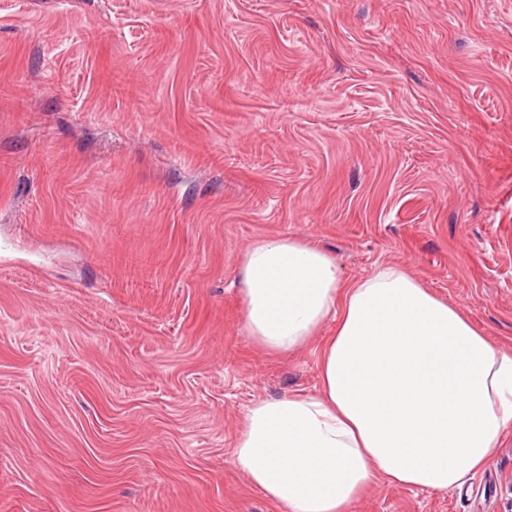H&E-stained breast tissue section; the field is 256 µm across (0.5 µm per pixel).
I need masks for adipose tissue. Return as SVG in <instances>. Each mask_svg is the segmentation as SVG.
<instances>
[{
    "instance_id": "obj_1",
    "label": "adipose tissue",
    "mask_w": 512,
    "mask_h": 512,
    "mask_svg": "<svg viewBox=\"0 0 512 512\" xmlns=\"http://www.w3.org/2000/svg\"><path fill=\"white\" fill-rule=\"evenodd\" d=\"M242 276L244 327L268 353L336 323L316 393L255 401L233 450L284 512H350L380 481L459 489L512 437V351L398 268L347 284L327 254L281 237L253 241Z\"/></svg>"
}]
</instances>
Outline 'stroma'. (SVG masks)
<instances>
[{"instance_id": "35a3bbf8", "label": "stroma", "mask_w": 512, "mask_h": 512, "mask_svg": "<svg viewBox=\"0 0 512 512\" xmlns=\"http://www.w3.org/2000/svg\"><path fill=\"white\" fill-rule=\"evenodd\" d=\"M279 237L512 350V0H0V512H282L233 448L333 325L246 333ZM352 512H512V438Z\"/></svg>"}]
</instances>
